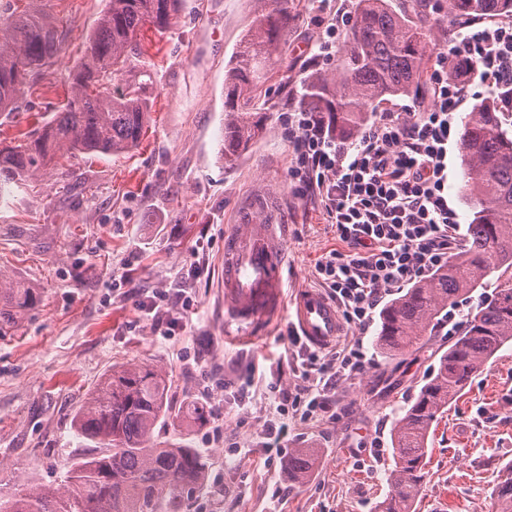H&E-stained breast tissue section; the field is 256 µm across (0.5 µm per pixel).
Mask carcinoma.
Masks as SVG:
<instances>
[{
	"mask_svg": "<svg viewBox=\"0 0 512 512\" xmlns=\"http://www.w3.org/2000/svg\"><path fill=\"white\" fill-rule=\"evenodd\" d=\"M182 0H108L88 38L85 57L71 75L70 93L59 112L39 130L0 148V180L22 181L80 154H117L136 148L150 118L153 80L142 44L151 24L164 34ZM267 5L252 20L224 71V166L259 137L263 113L291 0ZM429 0H358L336 78L314 71L295 87L298 102L323 112L333 135L357 137L377 109L393 97L420 88L435 46ZM512 15V0H448V15ZM60 32L45 14L22 15L0 24V113L20 112L21 87L55 63ZM501 99L476 103L459 136L462 190L472 211L464 245L430 276L415 283L382 311L377 341L400 353L417 343L457 300L496 278L492 297L467 317L464 327L393 429L394 467L379 512H411L423 480L432 423L483 371L500 349L512 344V131L503 128ZM33 288L0 275V335L34 309ZM211 407L191 399L176 417L202 425ZM171 418L166 376L136 362L112 368L74 416L85 451L65 468L57 486L26 484L0 497V512H188L207 481L200 448L160 440ZM317 462L312 448H296L287 466L305 480ZM499 512H512V465L498 487Z\"/></svg>",
	"mask_w": 512,
	"mask_h": 512,
	"instance_id": "cac0c4a2",
	"label": "carcinoma"
}]
</instances>
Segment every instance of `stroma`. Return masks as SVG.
Here are the masks:
<instances>
[{
    "label": "stroma",
    "mask_w": 512,
    "mask_h": 512,
    "mask_svg": "<svg viewBox=\"0 0 512 512\" xmlns=\"http://www.w3.org/2000/svg\"><path fill=\"white\" fill-rule=\"evenodd\" d=\"M357 0H293L280 46L291 76L334 68ZM107 0H0L12 11L44 12L61 42L44 78L25 85L24 112L0 116V143L33 131L65 101L70 71L84 56ZM261 5L259 0H183L163 35L145 28L154 65L153 106L140 145L122 155L91 154L0 186V274L38 289L39 307L0 336V494L53 485L82 451L72 418L112 367L139 361L161 370L174 403L209 402L204 425L175 421L179 438L207 455L205 492L191 512H376L394 466L391 432L452 342L434 326L417 345L390 356L376 344L378 322L344 327L337 347L363 344L372 364L341 380L335 415L288 414L287 449L319 459L295 482L285 457H270L261 437L276 419L275 390L302 391L310 349L289 343L298 290L318 289L315 263L342 249L317 198L297 195L290 168L292 88L272 85L273 108L261 137L225 167L224 70ZM332 56L319 53L330 26ZM277 206L288 227L286 303L258 338L224 335V233L254 199ZM130 277L136 292L118 283ZM186 290L195 312L171 335L153 330L139 305L156 292ZM512 464V345L439 415L428 437L415 512H490L499 472Z\"/></svg>",
    "instance_id": "obj_1"
}]
</instances>
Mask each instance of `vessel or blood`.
Masks as SVG:
<instances>
[{
    "label": "vessel or blood",
    "mask_w": 512,
    "mask_h": 512,
    "mask_svg": "<svg viewBox=\"0 0 512 512\" xmlns=\"http://www.w3.org/2000/svg\"><path fill=\"white\" fill-rule=\"evenodd\" d=\"M284 224L267 223L262 206L243 209L239 222L224 235V324L238 339H251L274 320L283 305ZM296 320L306 342L331 348L343 325L334 302L310 289L296 299Z\"/></svg>",
    "instance_id": "b4317fda"
}]
</instances>
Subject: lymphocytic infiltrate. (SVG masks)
<instances>
[{
  "mask_svg": "<svg viewBox=\"0 0 512 512\" xmlns=\"http://www.w3.org/2000/svg\"><path fill=\"white\" fill-rule=\"evenodd\" d=\"M450 50L490 90L503 93V109L512 112V20L460 24ZM430 82L429 108L406 119L380 116L346 148L320 113L288 117L295 189L320 196L347 245L317 261L315 278L360 330L387 295L446 263L460 230L448 205V139L463 97L447 68L434 70ZM367 364L358 349L310 355L303 373L311 384L293 399L280 392L277 413L287 415L292 404L308 417L333 411L337 380L362 374Z\"/></svg>",
  "mask_w": 512,
  "mask_h": 512,
  "instance_id": "lymphocytic-infiltrate-1",
  "label": "lymphocytic infiltrate"
}]
</instances>
